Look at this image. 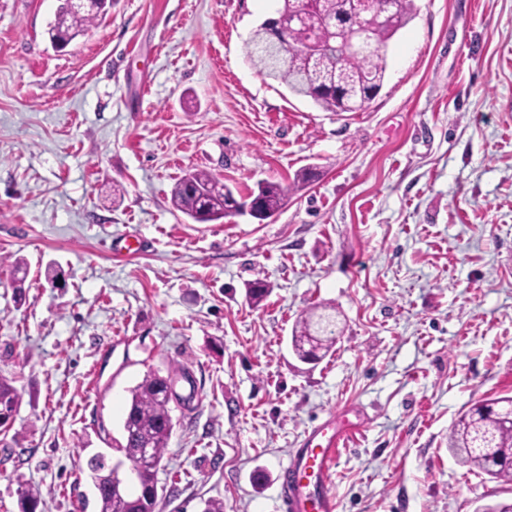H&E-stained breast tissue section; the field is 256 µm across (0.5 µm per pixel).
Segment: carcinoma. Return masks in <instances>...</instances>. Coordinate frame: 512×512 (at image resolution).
Masks as SVG:
<instances>
[{
    "mask_svg": "<svg viewBox=\"0 0 512 512\" xmlns=\"http://www.w3.org/2000/svg\"><path fill=\"white\" fill-rule=\"evenodd\" d=\"M341 0H321L315 14L316 21L330 25L336 21ZM393 17L383 22L369 18L366 24L375 34V40L360 51L345 49L342 39L329 37L317 58L295 50L280 62L272 57L267 35L256 29L247 42L250 60L266 76L288 87L300 97L310 99L328 112H357L372 100L370 91L381 89L387 70V48L396 34L406 27L416 14L415 0H396ZM96 11H75L61 4L48 34L51 42H69L84 31ZM257 196L271 214L278 212L288 197V188L278 182L258 184ZM234 192L214 176L194 171L178 181L171 191L172 206L197 219L205 212L202 223L219 221L227 216L226 205ZM320 320H335L326 312L311 311L301 318L292 335V348L305 357L311 347L329 352L336 342L334 332L317 337L315 324ZM172 375L147 373L129 390L127 413L123 421V443L120 451L129 454L133 448L150 451V472L139 484V491L131 493L122 487L115 490L104 484L105 457L90 459L88 466L97 490L99 512H157L158 491L155 481L174 428L171 403L183 409L190 408L195 393V382H189L190 393L173 399L164 394V381ZM21 394L13 381L0 376V408L19 407ZM448 451L471 469H477L493 479L512 482V397H501L487 404L474 406L460 415L448 436Z\"/></svg>",
    "mask_w": 512,
    "mask_h": 512,
    "instance_id": "obj_1",
    "label": "carcinoma"
}]
</instances>
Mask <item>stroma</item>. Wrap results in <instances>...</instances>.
Wrapping results in <instances>:
<instances>
[{
  "instance_id": "1",
  "label": "stroma",
  "mask_w": 512,
  "mask_h": 512,
  "mask_svg": "<svg viewBox=\"0 0 512 512\" xmlns=\"http://www.w3.org/2000/svg\"><path fill=\"white\" fill-rule=\"evenodd\" d=\"M416 4L380 93L336 113L248 58L274 0H112L63 48L59 0H0V375L22 395L0 512L23 487L36 512H99L88 459L122 461L130 388L179 364L198 394L159 512H276L305 431L342 409L336 512L512 499L448 451L460 413L512 396V0ZM195 170L288 199L199 224L171 204ZM322 305L336 343L306 363L292 328ZM262 200L263 206L271 214L278 212L288 197V187L278 182L264 181L258 184L257 193Z\"/></svg>"
}]
</instances>
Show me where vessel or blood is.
I'll list each match as a JSON object with an SVG mask.
<instances>
[{
    "instance_id": "vessel-or-blood-1",
    "label": "vessel or blood",
    "mask_w": 512,
    "mask_h": 512,
    "mask_svg": "<svg viewBox=\"0 0 512 512\" xmlns=\"http://www.w3.org/2000/svg\"><path fill=\"white\" fill-rule=\"evenodd\" d=\"M355 428L343 410L305 432L300 448L282 470L279 512H335L336 501L325 485L337 448Z\"/></svg>"
}]
</instances>
